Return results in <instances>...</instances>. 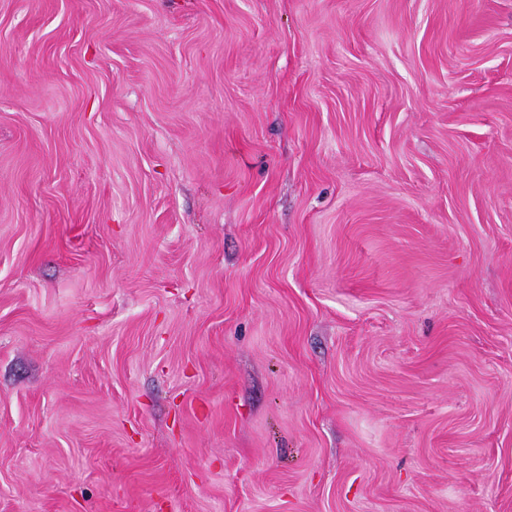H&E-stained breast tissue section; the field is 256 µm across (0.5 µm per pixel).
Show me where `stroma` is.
<instances>
[{
  "instance_id": "35a3bbf8",
  "label": "stroma",
  "mask_w": 512,
  "mask_h": 512,
  "mask_svg": "<svg viewBox=\"0 0 512 512\" xmlns=\"http://www.w3.org/2000/svg\"><path fill=\"white\" fill-rule=\"evenodd\" d=\"M0 512H512V0H0Z\"/></svg>"
}]
</instances>
